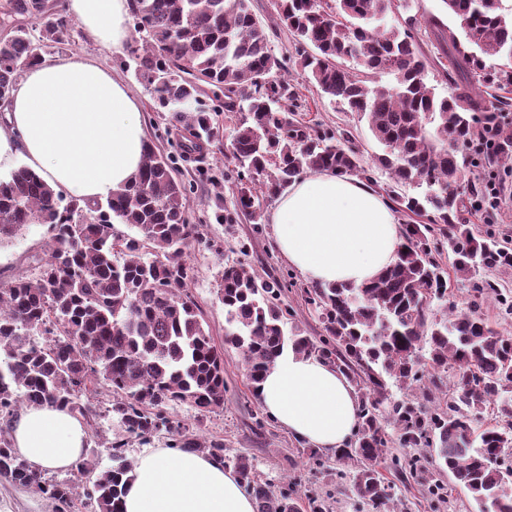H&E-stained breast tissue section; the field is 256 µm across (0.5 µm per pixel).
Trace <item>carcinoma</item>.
Segmentation results:
<instances>
[{
	"label": "carcinoma",
	"instance_id": "carcinoma-1",
	"mask_svg": "<svg viewBox=\"0 0 512 512\" xmlns=\"http://www.w3.org/2000/svg\"><path fill=\"white\" fill-rule=\"evenodd\" d=\"M478 52L442 51L470 82L440 97L426 82L430 58L399 21L403 0H276L297 60L312 84L331 101L366 121L384 153L375 166L395 189L391 199L408 216L397 259L374 281L361 285L315 283L304 289L323 338L314 342L286 329L282 307L286 284L262 278L241 262L221 271L225 342L241 355L247 381L258 393L264 373L282 355H317L333 363L360 395L357 438L336 449V461L354 466L351 487L376 512L394 502L385 471L417 479V463L389 453L433 448L455 486L478 504V512H512V336H504L482 314L492 297L512 312V292L492 275L512 270V249L461 223L465 195L461 178L468 163L459 148L491 132L488 160L512 161V131L502 127L500 101L512 92V65L491 67L486 58L512 62V17L502 0H443ZM140 47L132 51L137 75L159 112L176 121L195 113L211 133L201 96L237 115L231 159L236 168L234 211L217 218L234 223L242 213L263 217V203L304 175L331 170L374 181L344 127L308 126L302 103L288 88L283 62L271 49L267 25L251 0H130ZM40 37L29 36L28 24ZM0 28V100L12 94L20 69L43 59L48 49L69 43L71 24L59 0H6ZM352 60L356 67L346 65ZM387 74L393 82L380 83ZM433 129H428V126ZM425 188L417 197L399 193ZM136 228L121 235L114 224ZM31 224L48 225L46 254L33 255L32 276L0 288V479L36 489L71 509L121 512L132 472L122 440L104 447L112 465L96 471L92 461L76 470L91 487L71 478L51 479L18 456L12 444L20 407L61 406L94 427L102 418L88 393L104 384L112 391L106 409L120 432L148 439L166 431L171 447L229 462L252 492L255 512H326L318 497L277 493L256 477L249 458L224 457V443L201 442L168 416L167 406L188 404L206 416L224 408V351L205 330L186 293L185 251L197 227L190 221L187 188L174 162L147 147L143 166L127 186L106 200L66 198L25 165L0 178V244ZM455 255L456 278L481 269L490 277L470 294L463 311L448 305V269L441 239ZM453 369L448 399L422 411L403 394L415 384L439 390ZM496 416L479 429L485 410Z\"/></svg>",
	"mask_w": 512,
	"mask_h": 512
}]
</instances>
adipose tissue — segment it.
I'll return each mask as SVG.
<instances>
[{
  "instance_id": "obj_1",
  "label": "adipose tissue",
  "mask_w": 512,
  "mask_h": 512,
  "mask_svg": "<svg viewBox=\"0 0 512 512\" xmlns=\"http://www.w3.org/2000/svg\"><path fill=\"white\" fill-rule=\"evenodd\" d=\"M67 17L112 54L130 41L129 0H62ZM0 171L16 159L55 191L101 200L143 165L147 138L139 99L111 68L73 55L25 67L0 105ZM268 222L281 255L304 278L362 284L396 259L402 226L387 202L361 181L322 170L277 196ZM265 411L296 438L343 447L358 424L352 387L316 357H280L259 385ZM17 454L38 469L67 470L85 456L80 419L59 407H30L12 433ZM123 512H254L251 496L223 464L154 448L138 456Z\"/></svg>"
}]
</instances>
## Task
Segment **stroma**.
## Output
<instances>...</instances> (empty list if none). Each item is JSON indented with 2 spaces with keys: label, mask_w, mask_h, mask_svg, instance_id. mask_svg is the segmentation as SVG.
<instances>
[{
  "label": "stroma",
  "mask_w": 512,
  "mask_h": 512,
  "mask_svg": "<svg viewBox=\"0 0 512 512\" xmlns=\"http://www.w3.org/2000/svg\"><path fill=\"white\" fill-rule=\"evenodd\" d=\"M275 0H252L254 12L271 29L270 42L277 57L285 59L288 78L298 94L306 99L308 119L330 126H348L355 136L354 144L365 163H373L381 154V145L371 135L366 122L357 120L351 113L342 112L338 105L321 97L314 85L308 82L293 58L292 38L283 26L276 23ZM407 10L400 19L412 32L426 31L423 48L429 55H436L439 43L449 32L458 31L455 18L448 15L442 0H407ZM442 22L441 28L427 29L429 18ZM68 55L90 56L114 68L137 94L145 123L148 143L166 155L175 156L180 179L191 188V215L200 228V236L193 241L186 253L189 268L187 292L198 308L204 327L216 345L224 349V380L226 392L222 410L198 418L194 409L181 405L171 407V418L189 428L197 437L224 444L227 458L246 456L256 465L260 481L271 484L275 491H284L305 498L316 494L328 504V512H373L360 502L351 487L336 486V455L321 451L319 459L308 456V446L283 429L262 407L246 379L239 354L224 344V306L219 299L220 272L225 263L240 261L262 277H286L289 286L282 295V303L292 309L289 326L298 327L304 335L320 336L321 325L311 314L300 289L305 280L282 258L275 247L271 224L255 228L253 221L240 217L238 223L217 222V205L233 208L235 198L225 172L232 170L230 150L233 125L221 112L209 115L217 135L208 143L204 152L194 159H187L180 150L181 134L173 126L171 115L156 111L154 101L145 85L138 78L129 55H108L84 35L80 26H73L72 37L64 51ZM502 183L503 202L495 209L463 213L465 224L477 230L492 229L502 241L512 243V170L499 166L466 168L463 183L485 184L489 179ZM50 235L42 224L29 225L11 242L0 245V288L21 274H30L29 259L34 254H44ZM426 473L442 480V495H434L427 484L400 479L396 473L388 478L396 484V497L405 512H475L473 501L456 489L447 472L438 468V461L429 448L415 451ZM0 512H59L57 504L31 488L15 487L0 481Z\"/></svg>",
  "instance_id": "obj_1"
}]
</instances>
